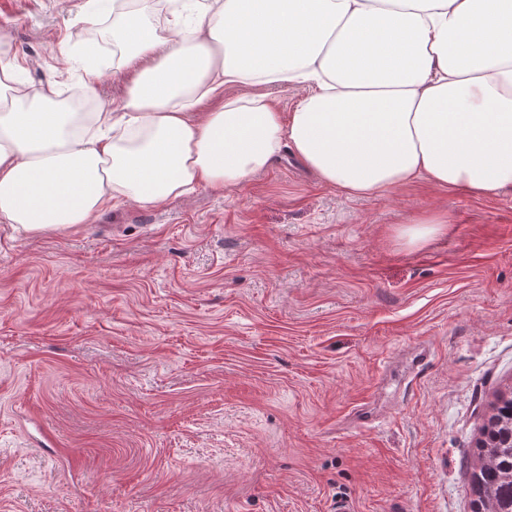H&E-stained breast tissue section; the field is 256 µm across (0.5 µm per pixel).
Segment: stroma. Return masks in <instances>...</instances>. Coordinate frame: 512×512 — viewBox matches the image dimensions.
I'll use <instances>...</instances> for the list:
<instances>
[{
	"instance_id": "obj_1",
	"label": "stroma",
	"mask_w": 512,
	"mask_h": 512,
	"mask_svg": "<svg viewBox=\"0 0 512 512\" xmlns=\"http://www.w3.org/2000/svg\"><path fill=\"white\" fill-rule=\"evenodd\" d=\"M84 3L0 0V52L78 87L61 47L112 29ZM504 397L512 194L351 198L286 149L238 187L0 224V512H473Z\"/></svg>"
}]
</instances>
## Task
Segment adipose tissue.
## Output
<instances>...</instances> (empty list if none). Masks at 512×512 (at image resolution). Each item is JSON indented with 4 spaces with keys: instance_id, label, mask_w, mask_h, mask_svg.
Instances as JSON below:
<instances>
[{
    "instance_id": "obj_1",
    "label": "adipose tissue",
    "mask_w": 512,
    "mask_h": 512,
    "mask_svg": "<svg viewBox=\"0 0 512 512\" xmlns=\"http://www.w3.org/2000/svg\"><path fill=\"white\" fill-rule=\"evenodd\" d=\"M125 95L80 114L0 55V223L37 235L108 205L236 187L283 148L326 186L377 197L426 177L512 192V0H195L119 12ZM305 94L289 115L224 88Z\"/></svg>"
}]
</instances>
